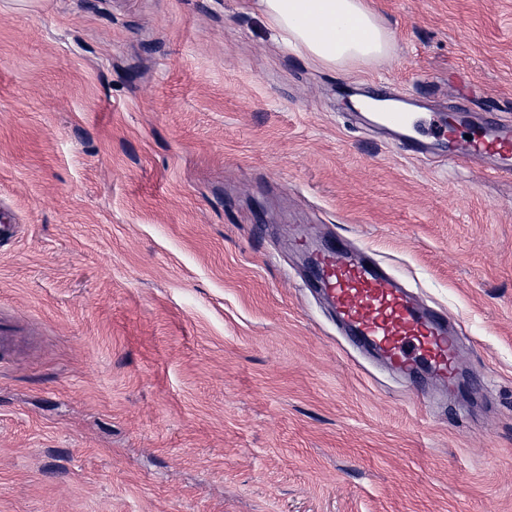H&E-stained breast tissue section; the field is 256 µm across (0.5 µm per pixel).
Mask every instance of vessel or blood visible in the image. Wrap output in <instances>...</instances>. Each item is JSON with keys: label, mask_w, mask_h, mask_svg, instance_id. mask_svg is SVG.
I'll return each instance as SVG.
<instances>
[{"label": "vessel or blood", "mask_w": 512, "mask_h": 512, "mask_svg": "<svg viewBox=\"0 0 512 512\" xmlns=\"http://www.w3.org/2000/svg\"><path fill=\"white\" fill-rule=\"evenodd\" d=\"M376 119L409 154L425 156L435 144L456 164L465 154L478 152L492 158L493 172L512 174L511 128L496 125L466 132L458 119L397 109L378 113ZM311 266L337 322L355 342L370 344L386 366L399 372L409 374L425 365L439 378L453 380L456 332L443 314L432 316L417 307L380 262L339 242L312 253Z\"/></svg>", "instance_id": "obj_1"}]
</instances>
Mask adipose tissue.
Listing matches in <instances>:
<instances>
[{"instance_id": "ef3b65f1", "label": "adipose tissue", "mask_w": 512, "mask_h": 512, "mask_svg": "<svg viewBox=\"0 0 512 512\" xmlns=\"http://www.w3.org/2000/svg\"><path fill=\"white\" fill-rule=\"evenodd\" d=\"M289 48L332 67L388 55L391 33L367 0H258Z\"/></svg>"}]
</instances>
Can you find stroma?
Segmentation results:
<instances>
[{
    "label": "stroma",
    "mask_w": 512,
    "mask_h": 512,
    "mask_svg": "<svg viewBox=\"0 0 512 512\" xmlns=\"http://www.w3.org/2000/svg\"><path fill=\"white\" fill-rule=\"evenodd\" d=\"M387 60L257 0H0V512H512V176L407 155L368 83L512 125V0H369ZM462 341L432 402L353 348L300 237Z\"/></svg>",
    "instance_id": "stroma-1"
}]
</instances>
